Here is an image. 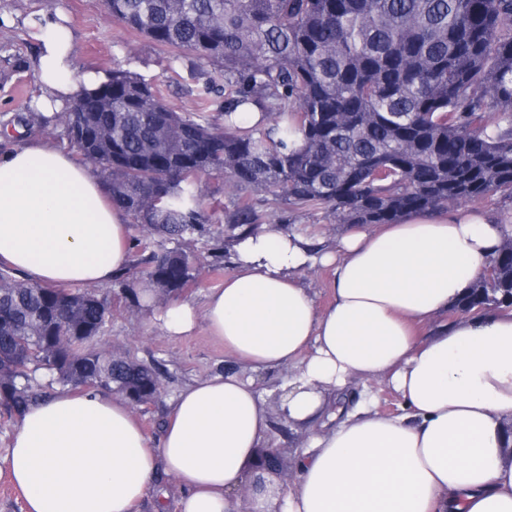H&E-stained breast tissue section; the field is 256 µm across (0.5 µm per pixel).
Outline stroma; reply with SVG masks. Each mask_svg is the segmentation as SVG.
I'll list each match as a JSON object with an SVG mask.
<instances>
[{
  "mask_svg": "<svg viewBox=\"0 0 512 512\" xmlns=\"http://www.w3.org/2000/svg\"><path fill=\"white\" fill-rule=\"evenodd\" d=\"M46 15L64 17L73 31L71 66L76 78L90 72L104 74L119 66L159 84L167 103L176 111L192 112L206 76L215 72L209 63L194 67L188 59H175L171 49L115 20L104 0H0V125L34 109L37 76L33 59L38 44L31 36L30 23ZM198 187L205 207L215 209L216 214L208 222L209 236L194 237L190 244L205 271L182 290L180 297L200 309L206 294L223 287L225 277L233 271L231 258L215 262L211 250L217 240L228 236L225 214L233 210L236 196L220 176H201ZM252 199L263 223L302 233L320 250L336 249L353 230L352 225L337 223L319 204L292 207L268 192L254 193ZM99 291L111 297L112 317L98 339V348L162 367L161 395L138 411L147 433L159 437L170 401L186 385L226 365L224 349L201 327L180 340H171L141 306L124 297L118 283L102 285ZM368 398L374 399L375 411L401 410L397 395L375 381H352L339 404L348 410Z\"/></svg>",
  "mask_w": 512,
  "mask_h": 512,
  "instance_id": "stroma-1",
  "label": "stroma"
}]
</instances>
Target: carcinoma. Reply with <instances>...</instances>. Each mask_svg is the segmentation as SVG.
<instances>
[{
	"label": "carcinoma",
	"mask_w": 512,
	"mask_h": 512,
	"mask_svg": "<svg viewBox=\"0 0 512 512\" xmlns=\"http://www.w3.org/2000/svg\"><path fill=\"white\" fill-rule=\"evenodd\" d=\"M109 11L176 58L219 66L205 90L224 93L220 125L208 100L177 112L157 87L114 68L62 113L14 117L25 136L63 122L70 149L142 230L127 284L135 300L141 283L171 299L198 274L179 242L207 222L201 174L236 192L226 223L241 233L260 225L251 195L262 190L325 204L340 224L512 196V0H111ZM253 110L261 120L250 125L241 113ZM491 269L457 307L477 291L512 299L506 245ZM110 317L106 296L0 265L3 423L55 383L153 402L158 369L96 346Z\"/></svg>",
	"instance_id": "carcinoma-1"
}]
</instances>
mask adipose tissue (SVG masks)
<instances>
[{
	"mask_svg": "<svg viewBox=\"0 0 512 512\" xmlns=\"http://www.w3.org/2000/svg\"><path fill=\"white\" fill-rule=\"evenodd\" d=\"M39 51L40 112L84 89L70 68L73 37L60 20L31 25ZM512 223L466 210L409 215L356 230L339 253L313 252L303 234L267 225L234 244V271L203 309L156 308L173 340L204 325L242 371L186 386L160 437L127 402L60 389L31 404L11 440L8 474L26 512H167L159 475L172 477L176 512H512V311L443 321ZM127 215L99 178L64 148L19 142L0 153V262L44 286L104 285L130 260ZM332 266L333 299L319 308L298 275ZM287 372L263 394L257 377ZM376 380L402 413L342 415L351 381ZM308 432L288 485H251L272 412Z\"/></svg>",
	"mask_w": 512,
	"mask_h": 512,
	"instance_id": "1",
	"label": "adipose tissue"
}]
</instances>
